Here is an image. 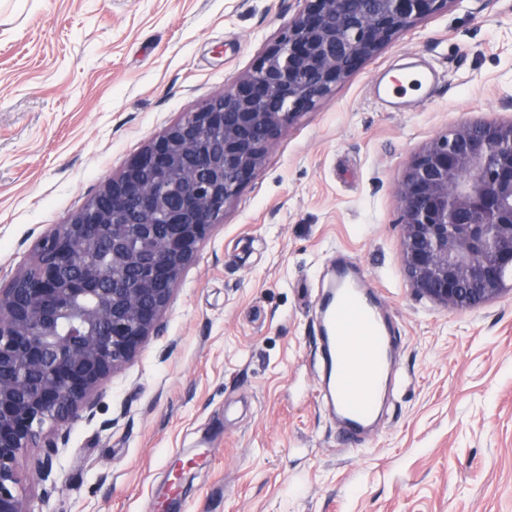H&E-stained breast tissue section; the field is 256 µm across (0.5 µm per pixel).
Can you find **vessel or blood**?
I'll use <instances>...</instances> for the list:
<instances>
[{
	"instance_id": "1",
	"label": "vessel or blood",
	"mask_w": 512,
	"mask_h": 512,
	"mask_svg": "<svg viewBox=\"0 0 512 512\" xmlns=\"http://www.w3.org/2000/svg\"><path fill=\"white\" fill-rule=\"evenodd\" d=\"M411 78L409 89L401 80H391L385 96L399 104L407 91L427 94L434 81L427 69L413 71ZM320 308V352L327 371L316 400L329 407L351 438L368 427L377 412L392 338L377 302L346 271L337 273Z\"/></svg>"
}]
</instances>
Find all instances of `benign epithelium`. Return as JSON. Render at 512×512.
Instances as JSON below:
<instances>
[{
  "label": "benign epithelium",
  "mask_w": 512,
  "mask_h": 512,
  "mask_svg": "<svg viewBox=\"0 0 512 512\" xmlns=\"http://www.w3.org/2000/svg\"><path fill=\"white\" fill-rule=\"evenodd\" d=\"M259 56L153 138L34 263L0 287V512H36L19 461L49 478L70 425L162 330L184 269L261 173L270 145L367 59L450 0H300ZM409 287L476 310L512 280V120L456 126L396 185Z\"/></svg>",
  "instance_id": "7a95c632"
}]
</instances>
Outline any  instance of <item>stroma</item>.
<instances>
[{"label":"stroma","instance_id":"stroma-1","mask_svg":"<svg viewBox=\"0 0 512 512\" xmlns=\"http://www.w3.org/2000/svg\"><path fill=\"white\" fill-rule=\"evenodd\" d=\"M298 0H0V281L154 136L249 71ZM440 80L387 106L408 55ZM512 119V0H451L268 151L30 491L39 512H512V295L446 310L407 285L395 186L449 128ZM343 254L382 290L394 387L346 445L315 402L318 302ZM196 460L190 484L174 467Z\"/></svg>","mask_w":512,"mask_h":512}]
</instances>
